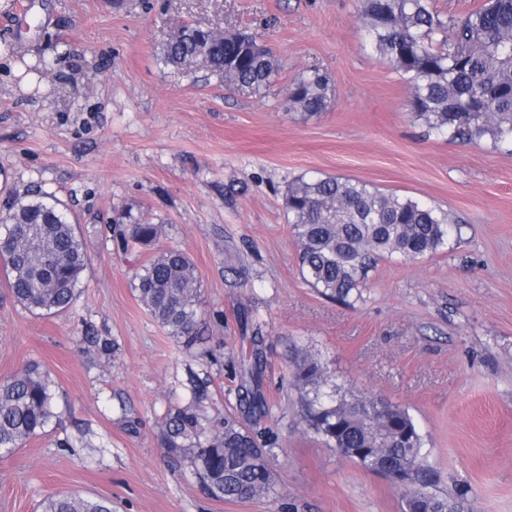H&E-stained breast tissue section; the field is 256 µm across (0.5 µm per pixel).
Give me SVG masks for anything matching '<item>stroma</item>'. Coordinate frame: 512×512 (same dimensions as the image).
Listing matches in <instances>:
<instances>
[{
    "label": "stroma",
    "mask_w": 512,
    "mask_h": 512,
    "mask_svg": "<svg viewBox=\"0 0 512 512\" xmlns=\"http://www.w3.org/2000/svg\"><path fill=\"white\" fill-rule=\"evenodd\" d=\"M186 23L256 35L277 76L255 91L164 65ZM26 61L50 65L32 90ZM313 68L329 97L304 119L286 99ZM324 174L438 206L460 231L379 261L354 305L325 299L299 273L284 205L290 182ZM32 186L72 206L89 266L53 316L0 274V380L37 362L56 394L44 433L0 458V512L69 492L113 512H403L398 488L306 431L292 375L307 353L340 393L409 412L462 512H512V153L426 136L406 81L365 44L359 0H0V200ZM122 210L165 236L118 252L105 226ZM169 247L201 283L189 348L133 292ZM255 347L269 414L253 430L278 493L217 501L161 448L158 421L195 383L211 417L235 411L232 375Z\"/></svg>",
    "instance_id": "35a3bbf8"
}]
</instances>
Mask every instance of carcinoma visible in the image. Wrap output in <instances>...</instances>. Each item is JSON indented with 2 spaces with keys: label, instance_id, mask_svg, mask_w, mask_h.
<instances>
[{
  "label": "carcinoma",
  "instance_id": "cac0c4a2",
  "mask_svg": "<svg viewBox=\"0 0 512 512\" xmlns=\"http://www.w3.org/2000/svg\"><path fill=\"white\" fill-rule=\"evenodd\" d=\"M365 41L408 83L410 107L427 134L450 141L491 140L512 148V0H486L449 21L430 0H361ZM255 39L228 41L221 27L187 24L161 48L175 67L202 64L224 81L259 89L278 74L269 51ZM324 76L311 69L290 86L288 107L304 119L326 109ZM302 278L323 297L358 299L369 271L384 258L415 260L441 246L457 220L420 200L382 193L363 181L300 177L285 192ZM0 262L11 297L29 312L49 316L79 297L88 264L76 220L66 202L31 190L0 204ZM124 252L147 247L165 225L122 215L107 225ZM133 291L169 334L191 346L201 317L196 266L187 252L165 249L136 273ZM262 360L239 371V408L258 421L269 406L261 391ZM302 395L306 429L366 471L397 477L403 512H460L451 495L433 491L423 435L407 410L368 396H336L328 368L302 359L293 372ZM53 382L32 362L0 382V458L45 432L53 417ZM161 447L185 459L210 498L246 501L276 493L269 453L238 417L214 422L199 399L169 407L158 425ZM42 512H112V502L77 493L56 494Z\"/></svg>",
  "mask_w": 512,
  "mask_h": 512
}]
</instances>
